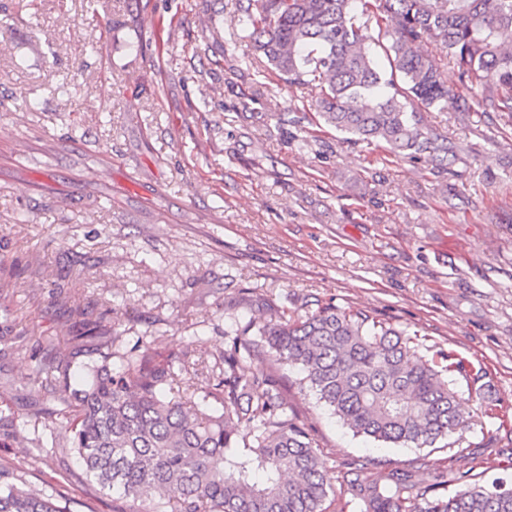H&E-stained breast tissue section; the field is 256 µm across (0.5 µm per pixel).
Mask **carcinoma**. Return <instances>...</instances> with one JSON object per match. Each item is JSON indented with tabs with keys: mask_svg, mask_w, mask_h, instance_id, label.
I'll return each instance as SVG.
<instances>
[{
	"mask_svg": "<svg viewBox=\"0 0 512 512\" xmlns=\"http://www.w3.org/2000/svg\"><path fill=\"white\" fill-rule=\"evenodd\" d=\"M355 0H237L242 25L265 68L306 91L323 124L353 143L396 156L424 155L448 169L453 147L424 118L453 99L466 117L474 106L512 116V0H375L359 21ZM382 51L378 62L373 48ZM457 68L467 94L445 84L436 55ZM260 340L224 331L218 373L149 351L126 355L114 374L112 328L84 321L87 338H106L101 363L54 356L38 414L72 433L82 474L104 491L142 504L139 512H324L333 491L320 444L288 411L279 370L298 369L301 389L353 434L397 447H432L465 427L453 380L463 359L442 350L417 356L407 329L336 305L293 314L266 300ZM264 356L269 372L253 368ZM252 443L239 445L241 430ZM361 512H512V487L463 484L432 495L436 476L415 460L403 468L364 462L346 475ZM0 512H63L44 489L0 468Z\"/></svg>",
	"mask_w": 512,
	"mask_h": 512,
	"instance_id": "obj_1",
	"label": "carcinoma"
}]
</instances>
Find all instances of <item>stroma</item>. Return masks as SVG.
Instances as JSON below:
<instances>
[{
  "label": "stroma",
  "mask_w": 512,
  "mask_h": 512,
  "mask_svg": "<svg viewBox=\"0 0 512 512\" xmlns=\"http://www.w3.org/2000/svg\"><path fill=\"white\" fill-rule=\"evenodd\" d=\"M0 0V267L13 331L0 347V412L29 445L0 467L54 487L65 512H119L90 481L66 428L34 421L33 375L66 353L76 309L121 348L163 360L224 350L262 326L257 298L304 312L332 303L415 331L464 358L469 426L447 444L354 436L295 384L288 403L327 469L420 459L453 494L459 472L512 481V124L427 113L456 157H393L281 120L302 92L251 59L236 0Z\"/></svg>",
  "instance_id": "stroma-1"
}]
</instances>
